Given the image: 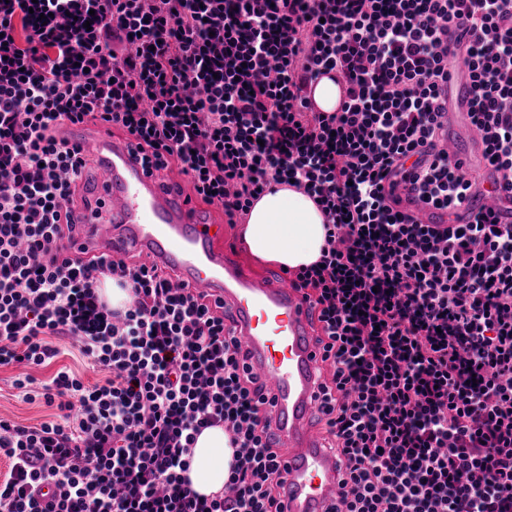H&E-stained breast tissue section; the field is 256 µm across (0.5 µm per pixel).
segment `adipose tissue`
<instances>
[{
	"label": "adipose tissue",
	"instance_id": "1",
	"mask_svg": "<svg viewBox=\"0 0 512 512\" xmlns=\"http://www.w3.org/2000/svg\"><path fill=\"white\" fill-rule=\"evenodd\" d=\"M243 240L255 259L293 270L320 258L325 245L324 216L302 190L279 186L254 202ZM232 459L223 428L204 430L193 449L188 473L193 489L203 495L222 491Z\"/></svg>",
	"mask_w": 512,
	"mask_h": 512
}]
</instances>
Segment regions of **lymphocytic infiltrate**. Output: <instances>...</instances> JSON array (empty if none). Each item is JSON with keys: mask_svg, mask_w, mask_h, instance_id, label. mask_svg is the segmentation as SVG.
Segmentation results:
<instances>
[{"mask_svg": "<svg viewBox=\"0 0 512 512\" xmlns=\"http://www.w3.org/2000/svg\"><path fill=\"white\" fill-rule=\"evenodd\" d=\"M458 62L512 191V0H0V368L30 391L64 337L107 374L59 370L38 393L51 420L0 418V512H278L282 451L223 302L136 255L69 254L92 169L72 124L132 137L229 224L275 185L321 210V258L288 279L315 300L319 411L346 461L332 512H512V224L404 205L451 212L471 186L442 142ZM324 76L332 112L304 96ZM217 426L234 459L205 497L187 473Z\"/></svg>", "mask_w": 512, "mask_h": 512, "instance_id": "1", "label": "lymphocytic infiltrate"}]
</instances>
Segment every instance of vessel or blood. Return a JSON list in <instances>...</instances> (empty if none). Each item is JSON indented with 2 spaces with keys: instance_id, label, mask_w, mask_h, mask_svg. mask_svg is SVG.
Segmentation results:
<instances>
[{
  "instance_id": "obj_1",
  "label": "vessel or blood",
  "mask_w": 512,
  "mask_h": 512,
  "mask_svg": "<svg viewBox=\"0 0 512 512\" xmlns=\"http://www.w3.org/2000/svg\"><path fill=\"white\" fill-rule=\"evenodd\" d=\"M471 88H456L444 141L453 159L472 164L469 146L480 138L461 119ZM70 143L94 161L102 176L90 187L89 207L77 213L72 252L88 249L119 258L141 255L170 272L190 292L222 299L226 325L238 336L268 400L270 432L285 454L280 490L283 512H328L340 489L344 465L317 431L321 351L312 338L315 310L285 276L253 271L224 241V227L209 208L177 192L161 172L145 165L130 138L105 128L74 125ZM497 175L485 168L481 185L455 214L419 202L409 205L425 224H463L478 210L492 209L497 223L512 224V192L493 189Z\"/></svg>"
}]
</instances>
